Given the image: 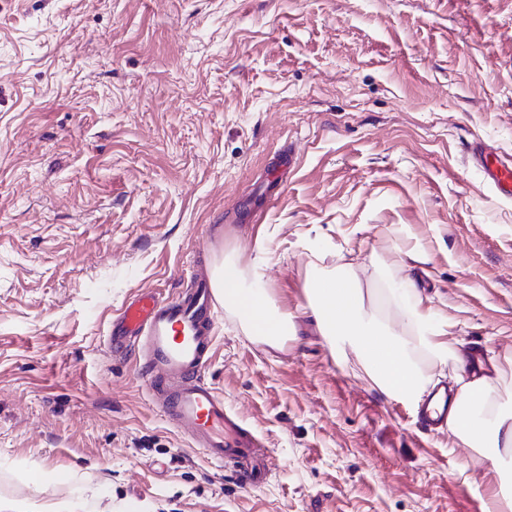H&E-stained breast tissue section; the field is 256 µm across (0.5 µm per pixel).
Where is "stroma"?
<instances>
[{"mask_svg":"<svg viewBox=\"0 0 512 512\" xmlns=\"http://www.w3.org/2000/svg\"><path fill=\"white\" fill-rule=\"evenodd\" d=\"M512 0H0V494L84 512H486L512 483L342 362L312 258L409 276L512 354ZM296 166L275 198L277 159ZM266 264L297 334L216 314L204 378L271 461L242 484L107 347L135 292ZM473 160L484 179L501 195L512 197V162L476 143Z\"/></svg>","mask_w":512,"mask_h":512,"instance_id":"stroma-1","label":"stroma"}]
</instances>
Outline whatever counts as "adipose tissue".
I'll return each mask as SVG.
<instances>
[{"mask_svg":"<svg viewBox=\"0 0 512 512\" xmlns=\"http://www.w3.org/2000/svg\"><path fill=\"white\" fill-rule=\"evenodd\" d=\"M253 287H243L244 278ZM260 264L241 267L230 255L217 265L214 283L224 308L243 331L277 345L295 336L291 313L275 307ZM307 296L322 336L351 351L361 370L385 394L422 403L434 387V370L451 373L448 431L476 449L487 465L512 462V377L499 361L471 372L467 356L448 340L431 300L411 278L396 288H362L352 263L314 272Z\"/></svg>","mask_w":512,"mask_h":512,"instance_id":"obj_1","label":"adipose tissue"}]
</instances>
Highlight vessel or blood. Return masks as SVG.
I'll return each mask as SVG.
<instances>
[{"label": "vessel or blood", "instance_id": "1", "mask_svg": "<svg viewBox=\"0 0 512 512\" xmlns=\"http://www.w3.org/2000/svg\"><path fill=\"white\" fill-rule=\"evenodd\" d=\"M473 160L490 185L512 197L511 161L479 144ZM214 308V288L201 276L164 299L138 291L113 320L109 347L122 354L139 351V373L162 415L187 431L209 459L233 468L242 482L253 483L268 476L267 456L201 375L212 348Z\"/></svg>", "mask_w": 512, "mask_h": 512}]
</instances>
